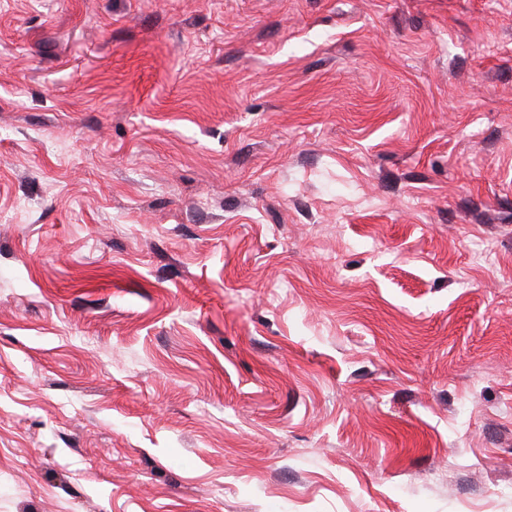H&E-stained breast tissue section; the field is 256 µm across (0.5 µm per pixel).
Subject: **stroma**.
I'll list each match as a JSON object with an SVG mask.
<instances>
[{
	"label": "stroma",
	"instance_id": "obj_1",
	"mask_svg": "<svg viewBox=\"0 0 512 512\" xmlns=\"http://www.w3.org/2000/svg\"><path fill=\"white\" fill-rule=\"evenodd\" d=\"M0 512H512V0H0Z\"/></svg>",
	"mask_w": 512,
	"mask_h": 512
}]
</instances>
